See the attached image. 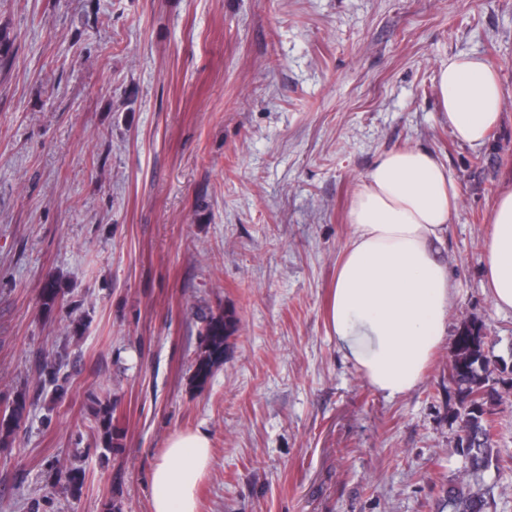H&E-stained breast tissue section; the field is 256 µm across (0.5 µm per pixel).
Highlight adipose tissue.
<instances>
[{
  "mask_svg": "<svg viewBox=\"0 0 512 512\" xmlns=\"http://www.w3.org/2000/svg\"><path fill=\"white\" fill-rule=\"evenodd\" d=\"M440 111L457 140L483 145L500 123L504 87L483 59L459 54L437 75ZM457 189L445 163L412 147L381 155L348 211L352 233L337 265L328 321L342 356L389 398L422 380L445 342L456 284L444 255ZM481 264L497 310L512 311V188L499 196ZM207 432L172 435L151 476L152 512H198L212 461Z\"/></svg>",
  "mask_w": 512,
  "mask_h": 512,
  "instance_id": "1",
  "label": "adipose tissue"
}]
</instances>
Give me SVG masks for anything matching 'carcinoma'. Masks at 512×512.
<instances>
[{
  "label": "carcinoma",
  "instance_id": "1",
  "mask_svg": "<svg viewBox=\"0 0 512 512\" xmlns=\"http://www.w3.org/2000/svg\"><path fill=\"white\" fill-rule=\"evenodd\" d=\"M233 331L234 324L228 317L209 318L204 351L196 362L197 384H205L214 365L224 358ZM492 374L484 326L476 321H464L450 351L449 376L459 403L454 415L459 424L457 448L466 466L462 478L448 485L447 502L438 504L439 512H488L492 488L485 485L484 473L498 462L493 437L497 407L502 403Z\"/></svg>",
  "mask_w": 512,
  "mask_h": 512
}]
</instances>
